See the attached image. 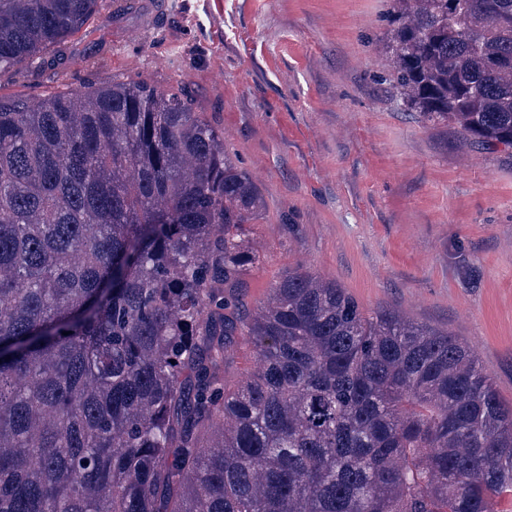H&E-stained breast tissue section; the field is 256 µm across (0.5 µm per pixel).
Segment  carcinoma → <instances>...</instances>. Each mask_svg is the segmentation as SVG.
<instances>
[{
	"label": "carcinoma",
	"instance_id": "cac0c4a2",
	"mask_svg": "<svg viewBox=\"0 0 512 512\" xmlns=\"http://www.w3.org/2000/svg\"><path fill=\"white\" fill-rule=\"evenodd\" d=\"M403 107L512 147V0H391ZM103 0H0V77ZM262 206L184 95L0 97V512H504L512 404L472 350L288 271L254 310ZM258 367L231 381L233 338Z\"/></svg>",
	"mask_w": 512,
	"mask_h": 512
}]
</instances>
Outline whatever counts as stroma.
Instances as JSON below:
<instances>
[{"label":"stroma","mask_w":512,"mask_h":512,"mask_svg":"<svg viewBox=\"0 0 512 512\" xmlns=\"http://www.w3.org/2000/svg\"><path fill=\"white\" fill-rule=\"evenodd\" d=\"M389 27L390 0H106L0 95L179 85L264 199L244 228L247 308L304 268L456 336L512 403V148L404 111Z\"/></svg>","instance_id":"obj_1"}]
</instances>
